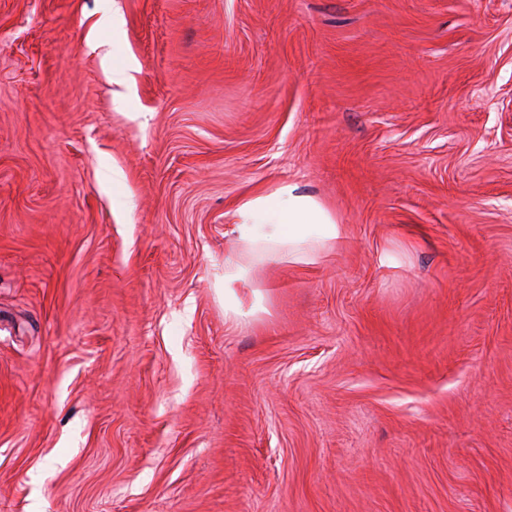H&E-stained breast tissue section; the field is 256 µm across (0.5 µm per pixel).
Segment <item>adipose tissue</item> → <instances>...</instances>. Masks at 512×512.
Returning <instances> with one entry per match:
<instances>
[{
	"mask_svg": "<svg viewBox=\"0 0 512 512\" xmlns=\"http://www.w3.org/2000/svg\"><path fill=\"white\" fill-rule=\"evenodd\" d=\"M235 224L227 232L240 244L243 258L224 264L218 295L224 316L231 320L252 317L265 310L259 291L243 293L242 285L254 276L258 262L282 257L297 263H313L333 249L341 236L334 217L314 197L284 184L266 195L241 201Z\"/></svg>",
	"mask_w": 512,
	"mask_h": 512,
	"instance_id": "ef3b65f1",
	"label": "adipose tissue"
}]
</instances>
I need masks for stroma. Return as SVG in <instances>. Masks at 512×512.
<instances>
[{
    "instance_id": "obj_1",
    "label": "stroma",
    "mask_w": 512,
    "mask_h": 512,
    "mask_svg": "<svg viewBox=\"0 0 512 512\" xmlns=\"http://www.w3.org/2000/svg\"><path fill=\"white\" fill-rule=\"evenodd\" d=\"M0 512H512V0H0ZM236 223L224 234L240 244L244 258L224 263L218 295L224 302V318L237 320L268 312L258 290L250 295L240 286L253 279L255 264L273 257L296 263H313L336 247L339 224L314 197L301 194L297 186L284 184L271 194L250 196L235 211ZM251 306L246 308L245 306Z\"/></svg>"
}]
</instances>
